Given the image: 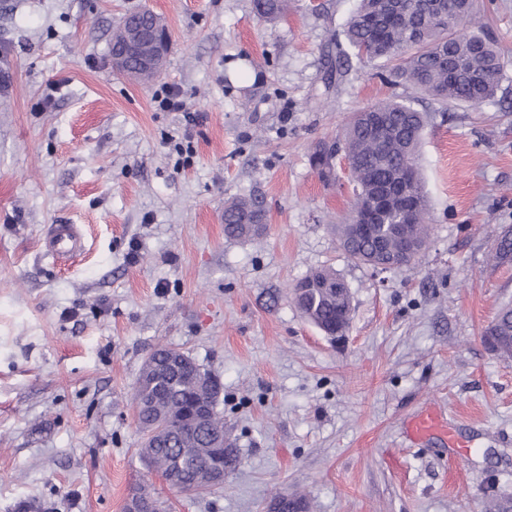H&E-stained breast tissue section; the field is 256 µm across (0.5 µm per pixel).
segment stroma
Listing matches in <instances>:
<instances>
[{"label":"stroma","mask_w":512,"mask_h":512,"mask_svg":"<svg viewBox=\"0 0 512 512\" xmlns=\"http://www.w3.org/2000/svg\"><path fill=\"white\" fill-rule=\"evenodd\" d=\"M356 0H292L269 23L252 0H0V512H124L149 484L169 512H483L512 495V361L483 341L512 302V0H476L507 65L495 98L442 108L365 63L329 54ZM159 15L171 48L149 83L111 65L128 13ZM177 87L185 112L154 94ZM397 94L429 112L418 163L432 227L409 267L352 262L332 224L350 208L312 145ZM194 123H187L186 113ZM255 191L265 231L224 235V203ZM84 251L48 258L51 225ZM323 267L347 283L344 342L290 287ZM223 385L237 462L222 487L148 473L131 394L157 346ZM458 441L410 445L424 410Z\"/></svg>","instance_id":"obj_1"}]
</instances>
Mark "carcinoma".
Here are the masks:
<instances>
[{"mask_svg": "<svg viewBox=\"0 0 512 512\" xmlns=\"http://www.w3.org/2000/svg\"><path fill=\"white\" fill-rule=\"evenodd\" d=\"M256 15L268 22L279 20L288 10V0H253ZM453 14L474 17V0H358L343 30L335 38L336 54L350 55L386 69L393 84H407L431 100L444 104L477 106L495 97L500 89L502 55L493 32L482 23L476 29L453 28ZM159 17L149 10L133 12L130 25L152 28ZM379 113L385 128L378 137L369 123L354 112L342 136L321 141L310 154L311 167L324 183L336 179V157L344 155L353 186L350 210L333 225L347 257L377 269L396 259L403 238L410 237L422 251L428 244L430 224L424 184L417 170L418 148L427 113L411 104L388 98L364 108ZM413 168L411 204L408 210L393 203L378 227V239L350 245V221L371 200L397 179L403 166ZM266 220L262 198L242 194L224 203V235L245 240L257 234ZM495 260H512V233L496 240ZM340 280L331 268L311 271L292 285L295 302L310 322L330 331L348 327L349 302L336 298L325 286ZM484 340L492 352L512 359V305L500 308L487 328ZM208 398V390L190 374L173 378L165 372L141 371L134 393L138 428L147 433L161 427L164 439H145L140 455L151 471L177 482L182 492H202L214 485L202 481L212 462L209 448L224 437V414L216 410L205 422H194L187 414L192 403Z\"/></svg>", "mask_w": 512, "mask_h": 512, "instance_id": "obj_1", "label": "carcinoma"}]
</instances>
